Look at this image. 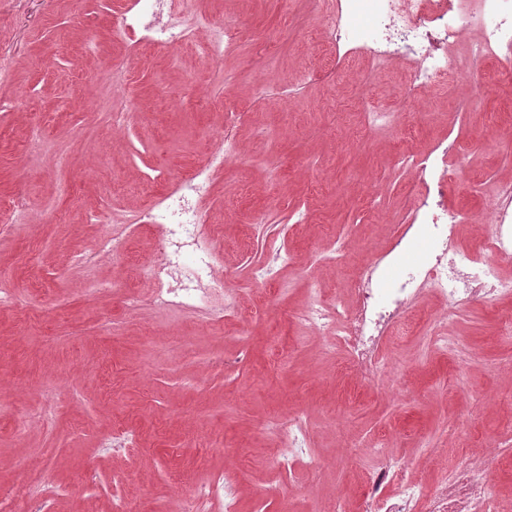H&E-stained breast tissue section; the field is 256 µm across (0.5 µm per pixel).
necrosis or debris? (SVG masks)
<instances>
[{
	"mask_svg": "<svg viewBox=\"0 0 512 512\" xmlns=\"http://www.w3.org/2000/svg\"><path fill=\"white\" fill-rule=\"evenodd\" d=\"M174 0H129L115 11L113 32L129 45L148 44L157 51L173 53L185 43L197 41L206 58L218 65L236 36L223 23L200 27L188 13L173 7ZM366 38L354 50L370 63L371 74L384 71L392 60L407 67L406 96L415 111L425 112L426 91L448 86L456 109L464 110L479 92V76L486 63L497 66L499 76L512 79V0H335V8L321 32L322 42L343 47L354 25ZM480 41H472L474 29ZM466 51L468 69H461L449 47ZM226 121L214 141L207 166L178 178L171 189L154 202L130 212L101 214V234L93 244L72 256L73 264L91 267L107 253L124 254L136 226L159 230L157 259L147 266L157 288L151 307L184 308L205 312L208 324L224 323L219 301L231 292L220 271L205 231L213 175L232 158L238 127V104L224 102ZM457 141H439L434 149L418 155L403 150L396 164L417 184L408 196L409 218L400 225L396 245L405 260H366L361 268L356 305L328 300L309 292L305 304L294 313L298 324L332 336L348 355L351 373L363 380L376 377L385 367L382 344L389 331L406 319L423 294L439 298L440 305L427 320L428 349L452 355L455 362L478 360V352L453 336L454 323L480 303L498 306L512 299V278L504 276L512 264V181L498 183L480 216L448 208L446 198L453 180L467 177L459 163ZM475 224L489 253L475 258L458 245L457 230ZM273 434L288 450V464L314 469L317 462L307 449L302 417L277 421ZM485 447L491 457L463 455L451 468L438 471L432 488L415 477L410 459L381 456L365 480L359 512H500L492 477L503 460L512 457V445L488 435Z\"/></svg>",
	"mask_w": 512,
	"mask_h": 512,
	"instance_id": "1",
	"label": "necrosis or debris"
}]
</instances>
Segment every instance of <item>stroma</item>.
<instances>
[{
    "label": "stroma",
    "mask_w": 512,
    "mask_h": 512,
    "mask_svg": "<svg viewBox=\"0 0 512 512\" xmlns=\"http://www.w3.org/2000/svg\"><path fill=\"white\" fill-rule=\"evenodd\" d=\"M118 4L22 0L0 14V46L14 51L13 79L0 84V200L26 196L41 215L0 233V280L13 295L0 306V491L15 512H28L34 488L52 512H112L119 490L135 512H170L179 492L203 489L228 467L239 475V512H332L339 501L358 512L373 452L430 468L477 446L484 430L512 431V340L496 334L497 309L473 305L458 323L488 360L460 376L449 354L425 349L422 325L437 306L425 296L369 383L345 371L326 335L291 320L311 286L349 296L356 267L392 249L389 222L410 188L393 166L398 151L458 140L470 178L447 201L480 214L494 183L512 179V79H487L465 112L370 124L358 102L364 56H343L334 83L311 77L326 23L311 0H188L238 34L220 68L190 43L171 59L113 42ZM119 66L138 112L122 131L109 121ZM262 83L303 87V101L252 104ZM211 88L249 106L239 154L212 187L214 245L236 289L227 302L248 313L220 329L189 310L127 311L129 292L147 297L155 286L130 277L125 258L90 269L69 262L97 238L96 215L138 208L166 174L206 164L225 123L202 99ZM35 130L45 149L22 157ZM65 181L72 196L59 193ZM338 237L351 244L347 265L318 264ZM273 244L293 261L255 281ZM298 412L321 461L315 475L279 471L278 442L264 431ZM120 424L136 444L115 452L105 443Z\"/></svg>",
    "instance_id": "stroma-1"
}]
</instances>
